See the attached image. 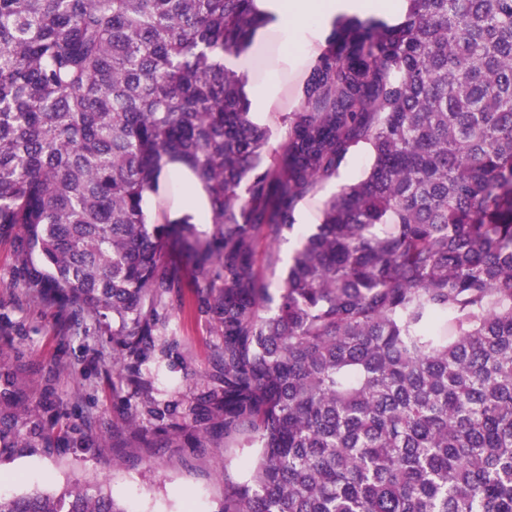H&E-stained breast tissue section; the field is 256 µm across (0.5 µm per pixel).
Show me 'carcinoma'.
<instances>
[{
	"label": "carcinoma",
	"mask_w": 512,
	"mask_h": 512,
	"mask_svg": "<svg viewBox=\"0 0 512 512\" xmlns=\"http://www.w3.org/2000/svg\"><path fill=\"white\" fill-rule=\"evenodd\" d=\"M406 2L336 18L272 150L224 66L254 0H0L11 286L112 336L143 438L244 436L224 512H512V0ZM359 146L368 171L271 294L257 244ZM175 159L209 188L208 236L147 215ZM173 247L218 339L203 389L160 401L142 366L177 350ZM52 426L0 354V448ZM0 512L129 510L75 486Z\"/></svg>",
	"instance_id": "obj_1"
}]
</instances>
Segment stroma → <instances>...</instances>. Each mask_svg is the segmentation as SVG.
Returning <instances> with one entry per match:
<instances>
[{
    "label": "stroma",
    "mask_w": 512,
    "mask_h": 512,
    "mask_svg": "<svg viewBox=\"0 0 512 512\" xmlns=\"http://www.w3.org/2000/svg\"><path fill=\"white\" fill-rule=\"evenodd\" d=\"M371 163L367 148L352 152L338 174L296 206L297 231L275 244L259 243L257 258L275 254L276 264L262 268L269 288L281 279L301 235L319 223L327 199L361 179ZM170 260L182 270L179 300L171 310L177 330L175 357L163 362L155 379L160 399L193 387L210 361L215 330L196 306L197 273L179 251ZM17 264L13 239L0 235V349L17 368L19 384L36 412L58 411L59 439L50 446L18 448L0 455V490L16 495L59 496L80 485L93 493L131 503L137 512H222L224 483L237 479L249 456L239 437H216L211 448L190 449L179 437L168 447L149 448L136 441L137 431L125 403L126 388L116 372L104 371L97 334L74 335L49 303L33 301L11 287Z\"/></svg>",
    "instance_id": "1"
}]
</instances>
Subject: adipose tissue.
<instances>
[{
    "mask_svg": "<svg viewBox=\"0 0 512 512\" xmlns=\"http://www.w3.org/2000/svg\"><path fill=\"white\" fill-rule=\"evenodd\" d=\"M266 20L265 29L253 36L255 43L263 42L268 35H276L279 53L267 59L263 71H256L251 47L225 55L227 68L242 75L251 110L266 116L277 111L281 76L289 57L308 60L317 54L315 34L329 27L337 13L359 12L367 16L395 20L400 10V0H255ZM178 183L179 198L163 203L168 220L190 224H206L210 221V202L203 183L182 163H167L160 176L161 188Z\"/></svg>",
    "mask_w": 512,
    "mask_h": 512,
    "instance_id": "obj_1",
    "label": "adipose tissue"
}]
</instances>
